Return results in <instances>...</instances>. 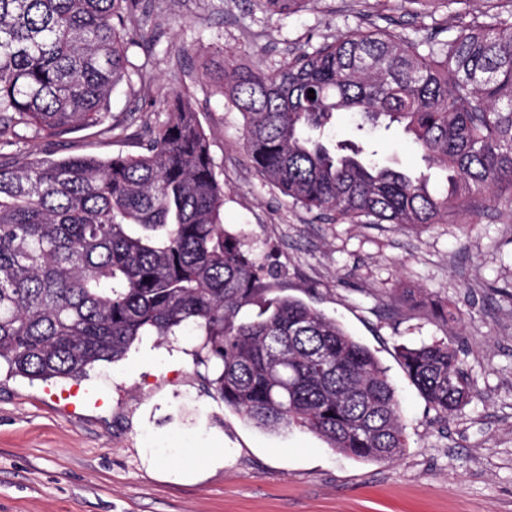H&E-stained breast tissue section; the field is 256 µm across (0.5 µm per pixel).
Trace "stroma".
Returning a JSON list of instances; mask_svg holds the SVG:
<instances>
[{
  "instance_id": "stroma-1",
  "label": "stroma",
  "mask_w": 512,
  "mask_h": 512,
  "mask_svg": "<svg viewBox=\"0 0 512 512\" xmlns=\"http://www.w3.org/2000/svg\"><path fill=\"white\" fill-rule=\"evenodd\" d=\"M484 10L470 0L462 14L420 17L386 0H309L282 15L260 0H152L131 79L110 102L124 134L25 129L0 148L19 163L137 154L145 123L189 89L224 185L225 227L280 272L240 319L286 296L335 317L386 368L407 436L400 458L376 462L303 429L258 428L218 397L213 367L195 356L200 337H147L82 378L104 393L102 408H62L44 382L0 368V512H512V196L418 229L321 218L253 168L242 115L205 74L223 61L272 73L350 29L415 38ZM374 146L402 169L426 168L401 129L378 130ZM437 340L475 390L446 418L399 361L401 346ZM213 451L223 466L209 464Z\"/></svg>"
}]
</instances>
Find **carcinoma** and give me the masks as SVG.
I'll use <instances>...</instances> for the list:
<instances>
[{
  "label": "carcinoma",
  "instance_id": "1",
  "mask_svg": "<svg viewBox=\"0 0 512 512\" xmlns=\"http://www.w3.org/2000/svg\"><path fill=\"white\" fill-rule=\"evenodd\" d=\"M308 0H263L279 14ZM432 16L468 0H398ZM410 39L352 29L275 74L223 70L220 93L244 118L254 168L310 211L351 223L446 224L512 187V8ZM141 0H0V144L16 128L60 137L104 126L129 78ZM315 91L309 98L308 90ZM183 89L147 126L137 155L0 160V363L32 381L83 377L144 336L188 328L214 366L224 404L271 429L300 427L336 451L389 461L407 448L399 400L375 355L336 320L294 297L241 321L276 272L224 229V186ZM338 112L359 140L336 141ZM402 125L446 191L368 150L369 130ZM400 363L445 417L473 394L444 341L401 348Z\"/></svg>",
  "mask_w": 512,
  "mask_h": 512
}]
</instances>
